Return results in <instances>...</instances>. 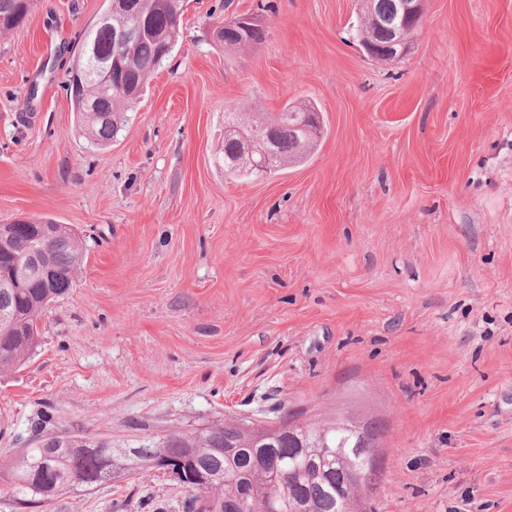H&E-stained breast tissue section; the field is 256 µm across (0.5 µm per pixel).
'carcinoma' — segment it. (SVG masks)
<instances>
[{
	"instance_id": "cac0c4a2",
	"label": "carcinoma",
	"mask_w": 512,
	"mask_h": 512,
	"mask_svg": "<svg viewBox=\"0 0 512 512\" xmlns=\"http://www.w3.org/2000/svg\"><path fill=\"white\" fill-rule=\"evenodd\" d=\"M137 2L150 21V32L133 46L120 49L110 27L91 25L82 35L98 56L118 55L122 63L119 77L93 78L73 101L87 138L96 145L112 140L136 103L115 87V81L144 87L162 62L161 45L181 34L185 0ZM34 5L35 0H0V35L15 29ZM238 19L237 13L217 17L216 26L225 27L220 45L238 49L266 39L265 29L241 27ZM314 111L310 104H287L270 116L277 123L276 142L266 159L260 145L250 156L241 154L242 145L255 141L253 126L242 124L236 112L224 113V173L261 177L289 159L307 160L318 141L307 138L299 122L303 113ZM105 115L112 116V122L101 121ZM46 224L51 226L47 238L38 221L11 225L0 247V278H18L16 287L0 288V373L22 366L30 357L38 344L43 312L69 293L83 259L82 240L71 225L52 219ZM32 258L48 269V277L20 276ZM51 421L48 414L39 416L33 425L36 445L19 449L0 466V475L22 508L42 507L77 486L95 489L117 473L133 477L174 466L183 473L177 484L185 493L183 512H227L243 484L253 493L254 512L270 497L279 501L281 512H340V492L349 488L359 499L373 490L380 474L374 437L338 430L334 424L318 423L304 435L272 438L265 432L247 433L231 420L206 428L201 436L172 432L118 452L109 438L58 433L48 429Z\"/></svg>"
}]
</instances>
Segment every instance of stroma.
Instances as JSON below:
<instances>
[{"instance_id":"stroma-1","label":"stroma","mask_w":512,"mask_h":512,"mask_svg":"<svg viewBox=\"0 0 512 512\" xmlns=\"http://www.w3.org/2000/svg\"><path fill=\"white\" fill-rule=\"evenodd\" d=\"M262 19L226 50L213 9ZM105 0H39L0 36V224L85 244L72 290L0 374V463L56 430L123 448L284 412L378 428L373 512H512V0H424L409 52L369 58L362 0H187L110 145L65 90ZM38 95L28 99V88ZM317 105L303 164L231 179L225 112ZM150 472L39 512H182Z\"/></svg>"}]
</instances>
